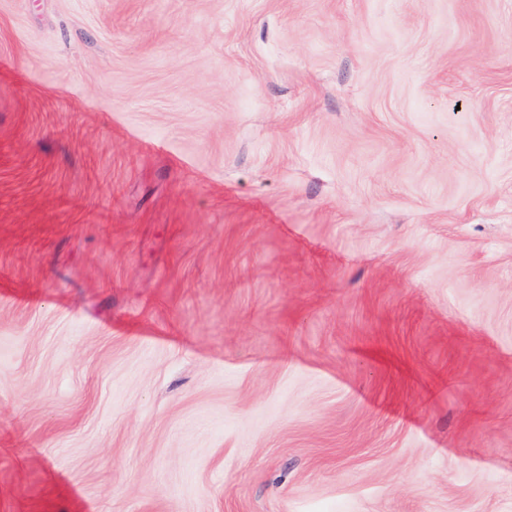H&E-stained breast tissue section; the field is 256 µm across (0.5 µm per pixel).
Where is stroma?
<instances>
[{"instance_id":"35a3bbf8","label":"stroma","mask_w":512,"mask_h":512,"mask_svg":"<svg viewBox=\"0 0 512 512\" xmlns=\"http://www.w3.org/2000/svg\"><path fill=\"white\" fill-rule=\"evenodd\" d=\"M0 512H512V0H0Z\"/></svg>"}]
</instances>
